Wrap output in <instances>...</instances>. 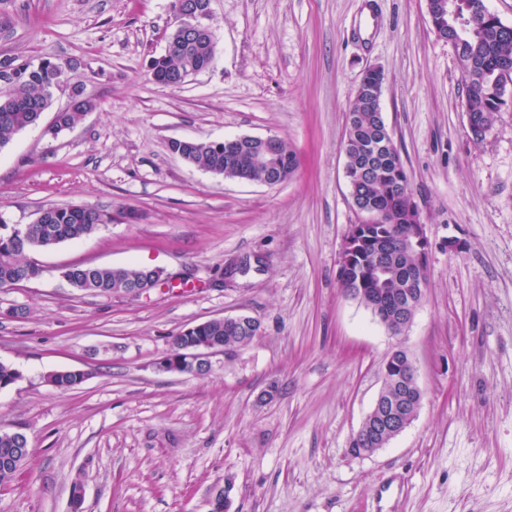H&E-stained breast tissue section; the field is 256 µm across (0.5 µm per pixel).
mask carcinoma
<instances>
[{
	"label": "carcinoma",
	"mask_w": 512,
	"mask_h": 512,
	"mask_svg": "<svg viewBox=\"0 0 512 512\" xmlns=\"http://www.w3.org/2000/svg\"><path fill=\"white\" fill-rule=\"evenodd\" d=\"M465 2L468 8L461 11L459 19L462 32L453 39L452 46L466 84L465 112L472 119L469 129L474 139L481 140L503 107L501 78L504 71L512 69V26L490 20L484 12L485 0ZM214 56L215 42L209 36L172 35L168 51L151 60L153 80L175 88L178 81L199 72ZM64 75L61 64L44 59L37 65L18 64L10 81L0 84V147L17 133L38 125ZM384 81V75L374 69L364 73L346 120V167L356 172L367 164L372 166L370 177L350 184L351 192L357 202L374 210L376 219L367 225L363 234L368 243L361 247V255L340 279L347 296L370 310L391 334L399 335L404 330V322L395 317L394 312L400 309L407 317L415 315L428 288V273L419 244L405 234V225L417 224L421 217L409 200L410 178L400 151L383 113L378 111ZM95 108L91 99L83 95L75 98L67 110L57 113L45 135L57 137ZM168 150L186 163L216 176L226 174L231 179L247 182L266 180V170L255 165L250 155L228 157L224 148L208 140L193 139L181 146L170 145ZM296 168V155L286 144H281L279 181H287ZM106 220L105 214L89 205L50 207L40 224L10 225L1 219L0 288H13L38 279L43 268L32 258L33 253L79 240ZM381 262L389 270L384 281L373 274ZM60 276L78 292L107 295L127 294L135 287L146 286L151 290L159 283L153 270L147 267L73 264L62 267ZM259 330L260 324L247 317L237 323L209 320L196 331H183L174 336L172 352H177L191 336H202L229 350L245 344ZM406 360L405 351L393 355V360L382 368L381 386L391 389L400 383ZM48 380L62 390L80 385L69 372H54ZM393 438L395 433L391 429L376 424L371 418L351 439L348 452L358 457ZM29 458L25 434L0 431V483L11 481Z\"/></svg>",
	"instance_id": "obj_1"
}]
</instances>
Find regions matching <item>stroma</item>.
Returning <instances> with one entry per match:
<instances>
[{
  "label": "stroma",
  "mask_w": 512,
  "mask_h": 512,
  "mask_svg": "<svg viewBox=\"0 0 512 512\" xmlns=\"http://www.w3.org/2000/svg\"><path fill=\"white\" fill-rule=\"evenodd\" d=\"M212 67L154 83L171 0H0V60L53 59L96 108L58 138L38 126L0 148V218L48 207L111 215L36 253L42 276L0 288V430L31 464L0 486V512H512V85L473 139L454 48L426 0H211ZM428 238L429 284L395 339L338 281L351 204L344 135L370 67ZM275 136L288 181L230 180L169 140ZM158 267L185 288L139 297L74 291L71 264ZM248 315L260 332L209 372L159 370L185 328ZM424 392L411 425L370 456L347 452L395 342ZM80 370L70 390L51 372Z\"/></svg>",
  "instance_id": "stroma-1"
}]
</instances>
